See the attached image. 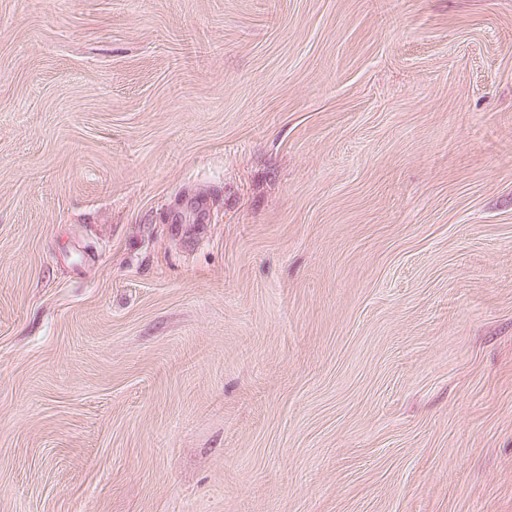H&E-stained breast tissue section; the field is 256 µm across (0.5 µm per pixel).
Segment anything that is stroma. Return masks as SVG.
I'll return each mask as SVG.
<instances>
[{
    "label": "stroma",
    "mask_w": 512,
    "mask_h": 512,
    "mask_svg": "<svg viewBox=\"0 0 512 512\" xmlns=\"http://www.w3.org/2000/svg\"><path fill=\"white\" fill-rule=\"evenodd\" d=\"M0 512H512V0H0Z\"/></svg>",
    "instance_id": "obj_1"
}]
</instances>
